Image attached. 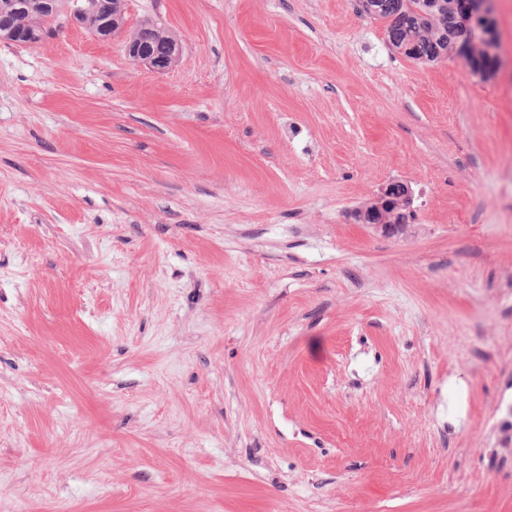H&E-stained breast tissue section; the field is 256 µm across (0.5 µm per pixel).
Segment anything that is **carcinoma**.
Returning <instances> with one entry per match:
<instances>
[{
	"mask_svg": "<svg viewBox=\"0 0 512 512\" xmlns=\"http://www.w3.org/2000/svg\"><path fill=\"white\" fill-rule=\"evenodd\" d=\"M21 0H0V42L11 44L23 36L38 42L52 34L55 21L64 5L82 7L80 24L95 32L103 18L88 8L86 0H56V13L18 11ZM465 0H359L360 13L382 22L390 46L406 57L427 64L439 63L467 49L471 72L481 80L495 77L499 60L496 33L485 35L483 18L470 28L457 23Z\"/></svg>",
	"mask_w": 512,
	"mask_h": 512,
	"instance_id": "1",
	"label": "carcinoma"
}]
</instances>
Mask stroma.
Instances as JSON below:
<instances>
[{
  "mask_svg": "<svg viewBox=\"0 0 512 512\" xmlns=\"http://www.w3.org/2000/svg\"><path fill=\"white\" fill-rule=\"evenodd\" d=\"M494 2L489 81L357 0H126L164 72L0 44V512H512ZM152 24L146 22L139 28L135 29L130 37L132 39L140 37L142 30L150 28ZM151 38L148 34H143L137 42L128 40L126 42V52L128 56H132L137 63H144L155 71H165L169 69L175 62L177 53L171 46H158L154 43L163 45L178 46L177 40L164 30L153 27ZM151 39L154 41L152 43ZM412 200V192L410 187L402 182H392L386 185V187L381 192L379 198L374 203L376 217L379 216L376 209L379 211H383L384 206L389 207L395 205V211L393 216H395V220L398 221V224L389 223L390 221H371L374 219L373 214L369 213V208L364 210L360 209L358 217L361 218L365 222H370L373 224H379L383 228H393L396 226H404L402 224H407L409 208Z\"/></svg>",
  "mask_w": 512,
  "mask_h": 512,
  "instance_id": "obj_1",
  "label": "stroma"
}]
</instances>
